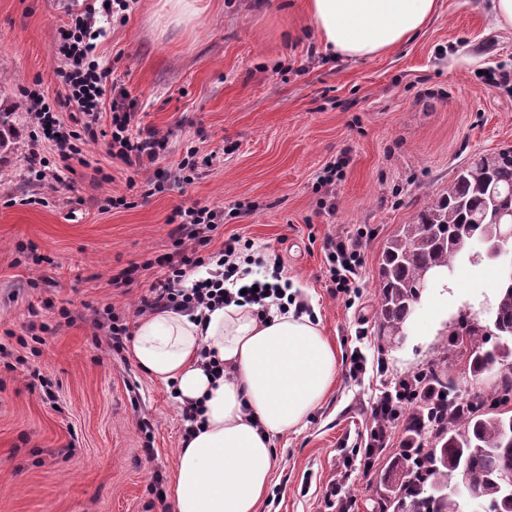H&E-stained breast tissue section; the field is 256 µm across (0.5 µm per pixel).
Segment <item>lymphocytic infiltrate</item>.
I'll return each mask as SVG.
<instances>
[{"instance_id": "1", "label": "lymphocytic infiltrate", "mask_w": 512, "mask_h": 512, "mask_svg": "<svg viewBox=\"0 0 512 512\" xmlns=\"http://www.w3.org/2000/svg\"><path fill=\"white\" fill-rule=\"evenodd\" d=\"M129 7V0H98L97 6L71 13L59 31L60 64L56 74L63 94L51 98L36 89H22L32 118L27 165L30 181L44 186L63 182L65 174L73 170L72 160H83L87 146L98 141L105 143L110 158L129 167H150L165 155L168 138L142 126L127 92L112 88V70L103 64L97 51L106 34V23L124 18ZM105 109L112 114L106 127L100 123ZM50 152L55 155L51 161L46 158ZM169 221L174 225L176 253L155 258L160 274L140 296L137 314L230 304L234 296L227 284L238 279L242 257L251 248L249 240L229 238L205 257L199 255L198 249L210 243L212 233L223 223V210L207 205L179 206ZM325 253L329 280L337 293L358 292L362 264L359 240L328 238ZM211 262L223 267L222 276L184 288L191 272Z\"/></svg>"}]
</instances>
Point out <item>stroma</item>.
<instances>
[{
    "instance_id": "35a3bbf8",
    "label": "stroma",
    "mask_w": 512,
    "mask_h": 512,
    "mask_svg": "<svg viewBox=\"0 0 512 512\" xmlns=\"http://www.w3.org/2000/svg\"><path fill=\"white\" fill-rule=\"evenodd\" d=\"M189 26L167 27L162 0H132L98 47L137 102L143 123L169 137L159 166L187 147L214 155L189 184L143 196L152 169L88 145L113 181L76 166L47 188L26 178L27 112L0 153V512H163L152 479L175 480L182 442L171 389L116 353L93 327L112 305L135 323L154 278L145 261L173 252L178 206L220 207L210 250L239 235L266 261L281 258L295 298L335 348L334 387L305 423L273 443L276 464L258 512H340L328 493L370 425L374 398L438 360L458 316L494 299L499 264L466 267L429 289L404 336L377 335L378 263L387 242L457 168L512 147V28L492 0H437L412 39L373 61L323 53L305 0H202ZM70 0H0V103L34 85L60 92L59 28ZM342 173L321 180L332 165ZM136 188H128V179ZM127 206L105 209L106 196ZM361 236L358 293L329 292L326 238ZM136 267L134 284L113 275ZM53 308H44V301ZM49 329L32 342L27 308ZM71 322L58 326L59 308ZM365 371L350 372L352 351Z\"/></svg>"
}]
</instances>
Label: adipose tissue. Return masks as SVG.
<instances>
[{"mask_svg": "<svg viewBox=\"0 0 512 512\" xmlns=\"http://www.w3.org/2000/svg\"><path fill=\"white\" fill-rule=\"evenodd\" d=\"M306 9L324 52L371 61L417 35L436 0H307ZM204 348L223 361V377L208 372ZM131 355L202 411L200 430L177 450L175 512H257L274 438L305 423L338 373L318 320L274 304L264 316L235 304L153 312L137 320Z\"/></svg>", "mask_w": 512, "mask_h": 512, "instance_id": "1", "label": "adipose tissue"}]
</instances>
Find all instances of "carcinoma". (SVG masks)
I'll use <instances>...</instances> for the list:
<instances>
[{
	"mask_svg": "<svg viewBox=\"0 0 512 512\" xmlns=\"http://www.w3.org/2000/svg\"><path fill=\"white\" fill-rule=\"evenodd\" d=\"M15 102L0 107V149L14 130ZM512 221V149L481 156L460 167L448 190L432 198L386 243L379 266L378 332L400 336L420 304L430 276L453 272L457 258L476 238L497 243V225ZM484 321L461 315L449 331L448 355L465 358L478 379L500 369L494 393L464 397L448 380L447 369L416 372L411 382L422 393H442L423 401L410 415L401 451L389 456L372 512H468L453 487L461 469L477 479V496L488 512H512L501 505V477L512 475V275H501Z\"/></svg>",
	"mask_w": 512,
	"mask_h": 512,
	"instance_id": "obj_1",
	"label": "carcinoma"
}]
</instances>
